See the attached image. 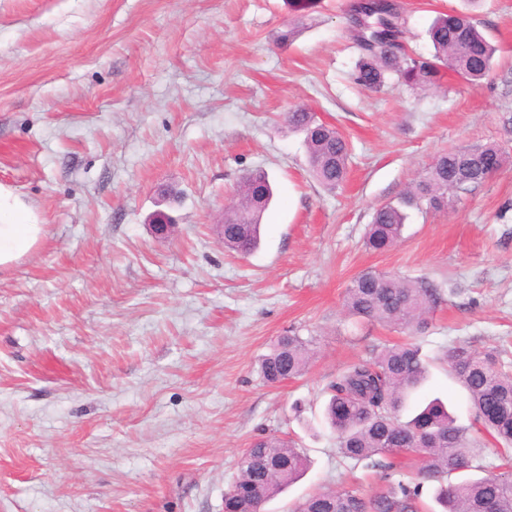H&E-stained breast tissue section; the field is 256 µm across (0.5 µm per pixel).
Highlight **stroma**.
<instances>
[{
  "label": "stroma",
  "instance_id": "obj_1",
  "mask_svg": "<svg viewBox=\"0 0 512 512\" xmlns=\"http://www.w3.org/2000/svg\"><path fill=\"white\" fill-rule=\"evenodd\" d=\"M0 0V184L48 224L0 273V512H224L261 436L292 439L307 473L264 512L314 493L370 495L384 471L343 458L327 387L398 329L346 315L367 270L443 291L418 335L425 392L472 414L441 356L456 341L512 364V0H401L408 50L437 13L465 12L497 46L479 85H356L350 0ZM300 29L276 41L286 24ZM305 105L352 144L346 183L309 174L283 115ZM493 145L505 162L402 241L366 248L374 210L438 155ZM274 198L259 249L225 251L224 209L248 170ZM178 191L172 201L164 190ZM176 220L168 237L156 211ZM313 339L299 378L263 382L279 336Z\"/></svg>",
  "mask_w": 512,
  "mask_h": 512
}]
</instances>
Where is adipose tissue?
<instances>
[{"label":"adipose tissue","instance_id":"ef3b65f1","mask_svg":"<svg viewBox=\"0 0 512 512\" xmlns=\"http://www.w3.org/2000/svg\"><path fill=\"white\" fill-rule=\"evenodd\" d=\"M46 225L8 187L0 184V271L32 253L45 239Z\"/></svg>","mask_w":512,"mask_h":512}]
</instances>
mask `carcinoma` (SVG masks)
Returning a JSON list of instances; mask_svg holds the SVG:
<instances>
[{
    "label": "carcinoma",
    "mask_w": 512,
    "mask_h": 512,
    "mask_svg": "<svg viewBox=\"0 0 512 512\" xmlns=\"http://www.w3.org/2000/svg\"><path fill=\"white\" fill-rule=\"evenodd\" d=\"M406 20L397 0H353L346 13V33L360 54L352 75L358 85L382 90L387 76L406 85L428 90L436 87L447 70L477 84L490 72L496 48L463 14L442 13L429 26L433 46L429 57L412 55L399 47V55L384 51L391 40H404ZM288 126L304 134L312 177L334 190L347 176L349 142L314 111L297 106L285 114ZM504 163L493 146L464 147L443 154L425 170L398 204L378 207L365 236L375 251L392 247L401 237L409 209L439 213L455 194L485 182ZM239 201L224 210V249L241 256L259 245L263 214L272 197L265 170L253 169L240 179ZM442 300L440 289L422 279L363 272L346 289L349 315L370 323L423 331ZM314 356L311 341L298 333L277 339L259 364L267 384L301 376ZM445 357L449 372L467 393L475 423L498 445L505 461L512 455V374L503 370L500 352L476 351L465 343L450 348ZM428 377L421 350L412 342L372 346L365 356L349 364L329 385L325 419L337 434L343 457L375 461L384 469L386 486L369 497L339 489L318 492L298 503L293 512H420L424 485L433 488L439 512H512V472L490 473L481 463L478 442L471 428L457 423L438 398L422 404L407 420L402 413L410 397ZM434 433L431 448H413L419 434ZM413 456L419 459L417 477L396 480L397 465L374 457ZM309 467L304 451L276 436L253 442L243 456L239 472L259 486L269 500L283 492ZM482 475L475 476L473 472ZM252 499L232 494L224 500L225 512H251Z\"/></svg>",
    "instance_id": "1"
}]
</instances>
